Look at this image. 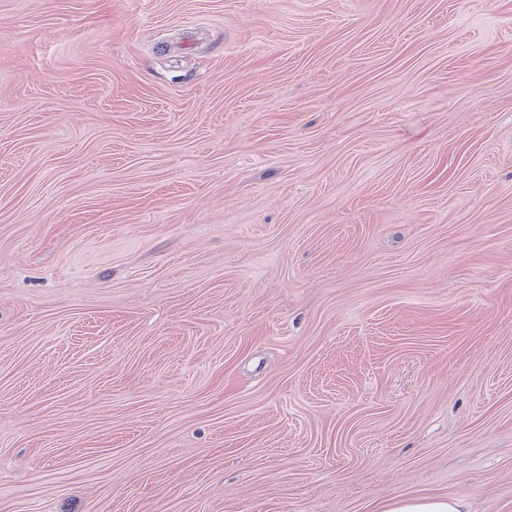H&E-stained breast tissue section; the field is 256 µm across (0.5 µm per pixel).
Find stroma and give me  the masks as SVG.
Here are the masks:
<instances>
[{"mask_svg":"<svg viewBox=\"0 0 512 512\" xmlns=\"http://www.w3.org/2000/svg\"><path fill=\"white\" fill-rule=\"evenodd\" d=\"M512 512V0H0V512ZM461 497L407 495L376 506L372 512H467Z\"/></svg>","mask_w":512,"mask_h":512,"instance_id":"stroma-1","label":"stroma"}]
</instances>
